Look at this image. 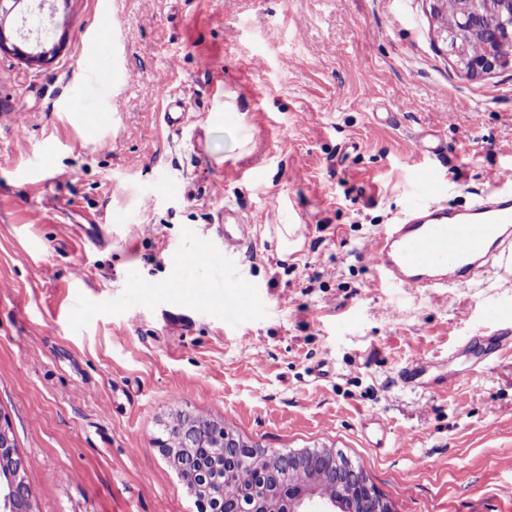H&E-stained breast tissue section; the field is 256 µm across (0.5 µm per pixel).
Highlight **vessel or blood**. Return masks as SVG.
Returning a JSON list of instances; mask_svg holds the SVG:
<instances>
[{
  "label": "vessel or blood",
  "mask_w": 512,
  "mask_h": 512,
  "mask_svg": "<svg viewBox=\"0 0 512 512\" xmlns=\"http://www.w3.org/2000/svg\"><path fill=\"white\" fill-rule=\"evenodd\" d=\"M480 199L458 209L431 196L369 240L365 253L378 277L408 288H448L478 272L512 269V170L489 178ZM253 233L234 210L224 212V247L238 250Z\"/></svg>",
  "instance_id": "1"
}]
</instances>
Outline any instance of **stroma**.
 Segmentation results:
<instances>
[{"label": "stroma", "instance_id": "stroma-1", "mask_svg": "<svg viewBox=\"0 0 512 512\" xmlns=\"http://www.w3.org/2000/svg\"><path fill=\"white\" fill-rule=\"evenodd\" d=\"M0 27L57 50L0 51V414L37 512H200L155 442L176 413L338 450L395 512H512V351L478 363L512 278L411 291L362 251L420 171L458 207L512 167L511 70L464 74L429 0H22ZM228 207L254 226L233 254ZM278 224L304 227L292 259ZM419 359L455 383L403 386ZM9 39L6 37L4 33V29L0 27V51H13L15 54L21 56L25 59L29 64H42L48 59L49 53L51 51H47L43 47V43L39 38H37L31 44V50L25 51L21 49L18 45L11 42V49L8 47Z\"/></svg>", "mask_w": 512, "mask_h": 512}]
</instances>
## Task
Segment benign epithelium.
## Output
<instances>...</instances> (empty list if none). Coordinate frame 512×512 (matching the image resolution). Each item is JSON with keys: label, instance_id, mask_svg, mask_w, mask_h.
<instances>
[{"label": "benign epithelium", "instance_id": "1", "mask_svg": "<svg viewBox=\"0 0 512 512\" xmlns=\"http://www.w3.org/2000/svg\"><path fill=\"white\" fill-rule=\"evenodd\" d=\"M440 0H431V14L435 19L437 39L448 47L455 58L457 67L470 76H481L496 70L512 69L511 59L495 55V42L498 31L492 25L494 17H512V0H462L463 17L457 29L450 30L440 14ZM483 38L485 52L469 56L468 41L474 37ZM11 50L30 64H42L48 59L49 51L37 39L31 50L25 51L16 44L9 43L0 25V51ZM183 430L192 438L193 444L186 448H170L168 454L190 455L197 446L205 445L209 432L198 426L196 420L183 417ZM255 454L267 459L271 465L272 481L258 483L240 477L226 480L222 484L206 485L196 482L189 474L181 478L199 502L210 498L240 499L248 502L243 512H355L350 503L360 504L361 512H395L388 499L380 496L370 483L367 475L352 466L348 459L331 454V466L337 474V484L322 486L317 483L294 488L295 471L305 464L316 466L322 456L313 450L282 452L271 448H257ZM26 468L23 464H11L0 478L6 477L9 489L30 497L27 488L17 489L25 483Z\"/></svg>", "mask_w": 512, "mask_h": 512}]
</instances>
